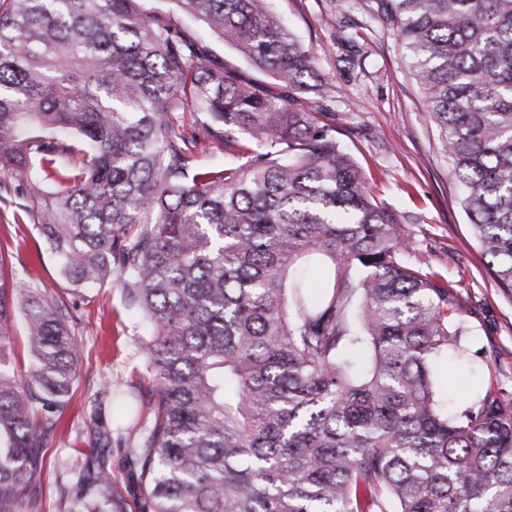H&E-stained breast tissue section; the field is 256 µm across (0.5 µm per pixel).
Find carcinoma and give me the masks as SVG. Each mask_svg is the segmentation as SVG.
<instances>
[{"label":"carcinoma","instance_id":"1","mask_svg":"<svg viewBox=\"0 0 512 512\" xmlns=\"http://www.w3.org/2000/svg\"><path fill=\"white\" fill-rule=\"evenodd\" d=\"M172 3L270 81L141 0H0V173L24 183L19 207L61 274L120 289L148 328L140 512H512V402L488 359L472 405L439 398L436 365L472 363L468 305L404 261L405 225L297 107L327 95L311 53L264 0ZM372 10L406 51L486 268L512 295V0ZM187 113L224 168L198 165ZM73 319L0 275V512L43 510L44 448L78 386ZM115 393L104 379L95 394L101 448ZM64 512L127 500L90 462Z\"/></svg>","mask_w":512,"mask_h":512}]
</instances>
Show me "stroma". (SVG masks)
Here are the masks:
<instances>
[{"label": "stroma", "instance_id": "1", "mask_svg": "<svg viewBox=\"0 0 512 512\" xmlns=\"http://www.w3.org/2000/svg\"><path fill=\"white\" fill-rule=\"evenodd\" d=\"M316 58L328 96H305L303 109L318 113L336 131L346 151L363 169L377 198L409 229L415 248L406 261L447 279L469 304L472 354L491 359L493 384L512 398V295L489 276L450 176L444 135L431 120L390 27L369 0H269ZM0 198V254L7 276L63 299L72 309L71 327L84 345L78 362L79 385L61 412L46 449L40 476L43 512H57L88 458L111 470L129 502H136L130 448L151 420V377L140 350L144 334L139 314L120 289L80 292L63 279L55 258L40 238L32 217L16 202L23 185L5 178ZM121 386L134 409L113 403L112 445H93L89 398L101 376ZM477 364L448 359L438 367L441 394L453 408L472 401L471 387L484 383Z\"/></svg>", "mask_w": 512, "mask_h": 512}]
</instances>
